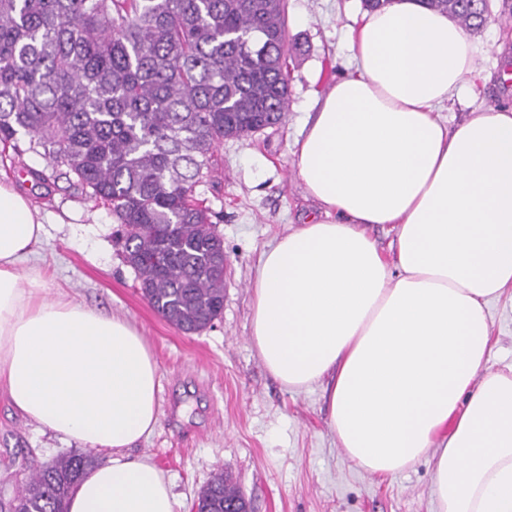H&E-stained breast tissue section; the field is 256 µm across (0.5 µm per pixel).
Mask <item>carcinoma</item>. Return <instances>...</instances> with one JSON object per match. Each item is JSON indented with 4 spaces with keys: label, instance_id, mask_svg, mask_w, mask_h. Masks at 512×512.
<instances>
[{
    "label": "carcinoma",
    "instance_id": "carcinoma-1",
    "mask_svg": "<svg viewBox=\"0 0 512 512\" xmlns=\"http://www.w3.org/2000/svg\"><path fill=\"white\" fill-rule=\"evenodd\" d=\"M478 30L489 0H421ZM287 0H0V145L43 156L107 207L143 298L185 333L224 311V238L197 187L224 140L276 127L289 103ZM165 255L157 266L150 257ZM97 463L37 464L0 512H68ZM249 512L218 470L196 512Z\"/></svg>",
    "mask_w": 512,
    "mask_h": 512
}]
</instances>
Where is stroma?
<instances>
[{
  "label": "stroma",
  "mask_w": 512,
  "mask_h": 512,
  "mask_svg": "<svg viewBox=\"0 0 512 512\" xmlns=\"http://www.w3.org/2000/svg\"><path fill=\"white\" fill-rule=\"evenodd\" d=\"M491 17L473 39L483 51L476 66L479 91L443 109L450 124L472 109L512 105V26L503 22L512 0H490ZM363 13L361 0H288L290 99L284 123L225 140L224 172L198 191L220 213L227 270L224 313L213 327L186 334L142 297L112 233L111 212L56 178L32 152H7L0 180L16 188L49 222L30 264L53 276L47 297L67 298L129 318L143 332L159 369L160 415L154 432L130 452L152 462L173 485L179 512H194L198 492L217 470L228 472L251 512H435L432 462L381 480L345 455L328 423L326 383L301 391L284 388L264 368L250 343L251 303L263 250L307 218L320 216L294 166L295 142L317 95L331 86L349 55L346 31ZM42 172L36 181L34 172ZM493 368L512 366V294L491 307ZM41 432L0 391V489L12 490L33 464L70 451Z\"/></svg>",
  "instance_id": "stroma-1"
}]
</instances>
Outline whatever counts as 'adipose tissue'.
Listing matches in <instances>:
<instances>
[{
  "label": "adipose tissue",
  "instance_id": "ef3b65f1",
  "mask_svg": "<svg viewBox=\"0 0 512 512\" xmlns=\"http://www.w3.org/2000/svg\"><path fill=\"white\" fill-rule=\"evenodd\" d=\"M349 42L295 151L323 215L263 251L250 341L285 388L326 382L329 427L363 472L429 456L437 512H512V368L489 364L490 306L512 288V107L438 118L475 90L480 48L421 0L364 13ZM46 222L0 181V388L60 439L111 450L69 512H178L162 472L128 455L159 421L145 337L17 272ZM372 224L391 226L389 252Z\"/></svg>",
  "mask_w": 512,
  "mask_h": 512
}]
</instances>
